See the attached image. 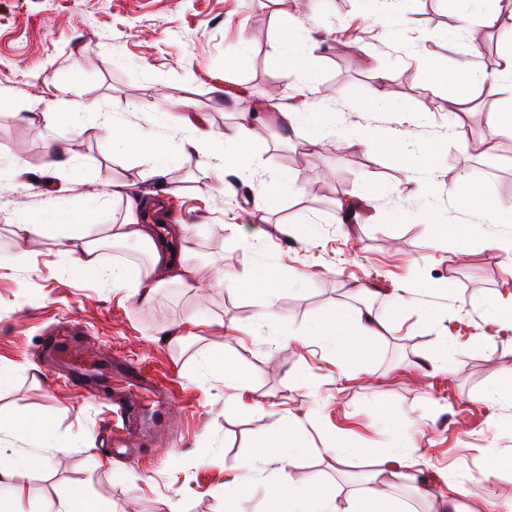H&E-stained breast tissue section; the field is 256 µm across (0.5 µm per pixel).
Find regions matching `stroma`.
<instances>
[{
    "instance_id": "stroma-1",
    "label": "stroma",
    "mask_w": 512,
    "mask_h": 512,
    "mask_svg": "<svg viewBox=\"0 0 512 512\" xmlns=\"http://www.w3.org/2000/svg\"><path fill=\"white\" fill-rule=\"evenodd\" d=\"M404 25L392 32L366 0H0V414L31 413L52 423L36 438L0 437L16 456L46 455L43 467L16 469L23 512H44L71 489L111 501L116 512H224V483L250 472L257 448L293 414L308 447L288 469L301 483L327 485L338 512L365 483L356 455L423 457L422 476L461 484L460 512H477L512 491V393L495 389L512 375V320L488 300L512 301V253L489 241L511 224H486L449 197L460 174L500 163L479 188L512 204V163L495 134L501 93L487 87L462 110H448V88L429 68L465 61L497 69L504 45L486 33L478 50L445 0H404ZM317 44L315 75L333 108V127L400 129L406 111L422 113L404 148L414 167L431 163L429 186L408 181L398 158L368 143L334 147L302 170L306 128L283 129L276 115L250 129L251 153L230 175L185 149L191 117L219 136L239 120L241 103L274 100L309 111L300 74L284 75L287 32ZM179 96L183 105H172ZM86 112L70 115L72 101ZM155 140L140 156L113 141L97 115ZM467 134L460 148L454 131ZM300 172L302 193L261 204L263 187ZM373 190L354 222L336 203ZM156 234L186 247L212 285H176L147 304L113 292L110 280L74 275L53 240L31 250L16 229L25 219L72 224L121 222L129 203ZM315 222L317 239L298 236ZM457 224L461 237L431 234ZM274 267L282 286L274 317L263 300L230 295L221 277ZM408 304L393 310L394 291ZM438 306L441 317L430 316ZM382 319L370 348L353 363L336 360L312 326L336 307ZM195 318L222 323L213 331ZM70 332L86 360L130 357L172 392L167 428L141 440L138 456L103 445L107 405L63 382L64 357L47 356L46 337ZM179 333L181 341L170 340ZM248 373L245 397L202 374L213 348ZM454 366L436 369L440 350ZM68 446L62 457L54 446ZM345 452L337 465L331 449Z\"/></svg>"
}]
</instances>
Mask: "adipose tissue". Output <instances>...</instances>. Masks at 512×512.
I'll use <instances>...</instances> for the list:
<instances>
[{"instance_id":"ef3b65f1","label":"adipose tissue","mask_w":512,"mask_h":512,"mask_svg":"<svg viewBox=\"0 0 512 512\" xmlns=\"http://www.w3.org/2000/svg\"><path fill=\"white\" fill-rule=\"evenodd\" d=\"M464 27L469 33L482 29L508 28L512 30V0L506 7L489 9L487 0H451ZM435 80L447 83L448 100L464 101L473 89L490 84L503 93L498 108L497 129L499 133L512 136V43L503 53L499 69L473 76L467 66L457 64L445 69H434ZM240 123L225 127L220 142H213L209 135L189 139L188 145L198 155L216 160L225 167H233L248 157L249 125L258 114L250 105L240 108ZM449 195L458 199L465 207L476 210L487 224H511L512 206L485 198L469 175H460L449 188ZM62 253L72 267L86 275L101 274L110 277L114 291L138 302H150L165 286L177 284L186 288H199L204 283L200 267L189 256H175L171 249L159 242L150 225L139 223L134 215H126L116 224L101 225L99 232H92L87 224H66L57 236ZM137 246L146 254L147 265L106 267L102 257L103 243ZM280 277L273 269L258 272L252 269L225 274L224 288L235 295L247 290L261 295L266 314H273ZM314 335L330 341L337 353L347 361L355 360L365 351V336L371 328L365 324L362 312L340 308L320 321L313 330ZM298 420L289 417L273 435V440L258 454L259 464L277 462L286 464L290 455L305 450L307 443L296 430ZM266 496L275 503L277 512H336L334 498L330 492L316 483L299 485L293 478L282 477L265 483Z\"/></svg>"}]
</instances>
